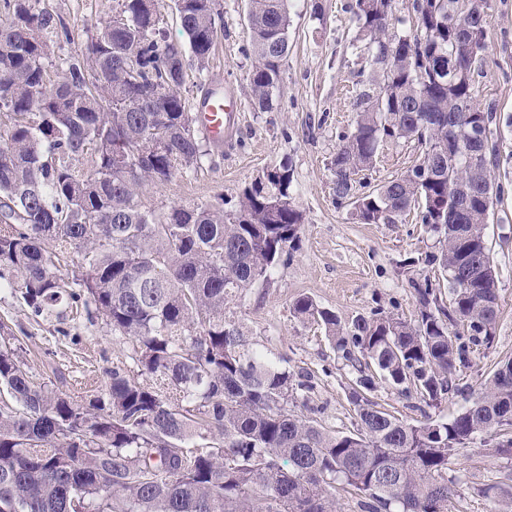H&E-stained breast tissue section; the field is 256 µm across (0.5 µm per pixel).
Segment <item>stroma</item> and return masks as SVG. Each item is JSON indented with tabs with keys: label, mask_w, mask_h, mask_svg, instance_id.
Returning <instances> with one entry per match:
<instances>
[{
	"label": "stroma",
	"mask_w": 512,
	"mask_h": 512,
	"mask_svg": "<svg viewBox=\"0 0 512 512\" xmlns=\"http://www.w3.org/2000/svg\"><path fill=\"white\" fill-rule=\"evenodd\" d=\"M352 0H322V17L312 13L313 0H289V50L278 89V106L269 112L251 108L246 56L248 29L245 0H219L217 37L207 75L223 76L235 91L240 113L234 139L215 147L192 171L162 186L143 190L142 203L157 212L170 206L210 202L224 197L235 203L244 185L269 167L290 162L292 194L304 218L301 238L288 261L271 278L244 291L228 305L227 316L242 320L253 339L280 357L294 374L310 376L314 385L305 416L326 428L351 430L356 422L349 391L358 377L342 351L322 327L293 317L289 308L301 294L336 312L343 323L384 310L412 319L418 302L411 286L423 267L418 260L437 252V234L411 211L393 224H363L347 206H337L330 161L342 134L356 120L355 91L362 78L364 55L355 40ZM62 15L71 39L58 43L56 56L80 54L112 15L117 0H43ZM489 49L475 68L480 105H494L499 118L500 164L496 183L508 191L495 201L487 234L498 275L500 314L492 348L479 351L470 368L459 372L460 386L478 385L506 356L512 357V0H490L487 14ZM415 143L392 140L379 150L373 169L360 175L362 185L375 187L402 175L418 163ZM0 320L24 340L26 358L41 375L54 370L90 371L105 382L113 360L128 346L113 338L99 322L73 324L57 315L36 316L20 297L0 292ZM374 399L399 419L419 424L456 413L461 397L450 396L428 406L403 396L393 385L377 381ZM448 475L457 490L454 512H512V455L497 453L489 438L469 444L454 455ZM498 483L500 501L490 504L482 486Z\"/></svg>",
	"instance_id": "35a3bbf8"
}]
</instances>
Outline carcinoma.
Here are the masks:
<instances>
[{
	"mask_svg": "<svg viewBox=\"0 0 512 512\" xmlns=\"http://www.w3.org/2000/svg\"><path fill=\"white\" fill-rule=\"evenodd\" d=\"M354 0L368 75L352 131L331 160L336 204L362 224H393L417 209L441 235L412 281L419 312H377L345 326L302 295L293 315L322 326L359 373L356 430H328L295 411L312 385L252 341L224 309L268 280L300 237L293 171L281 163L224 198L155 213L140 191L201 166L208 142L181 94L186 55L159 26L157 0H119L85 53L60 62L48 38L70 40L39 0H0V287L36 316L66 307L129 344L81 399L32 371L0 321V512H336V493L360 512H448L452 456L489 436L512 455V357L497 363L465 406L410 424L378 408L365 374L428 406L457 390L456 373L490 347L499 314L486 236L503 189L497 113L475 102V64L488 51L490 0H414V15ZM191 62L204 71L216 0H175ZM250 104H277L288 55L286 0H248ZM415 141L419 163L358 192L389 140ZM71 272H63L66 266ZM468 323L461 334L456 321Z\"/></svg>",
	"mask_w": 512,
	"mask_h": 512,
	"instance_id": "cac0c4a2",
	"label": "carcinoma"
}]
</instances>
